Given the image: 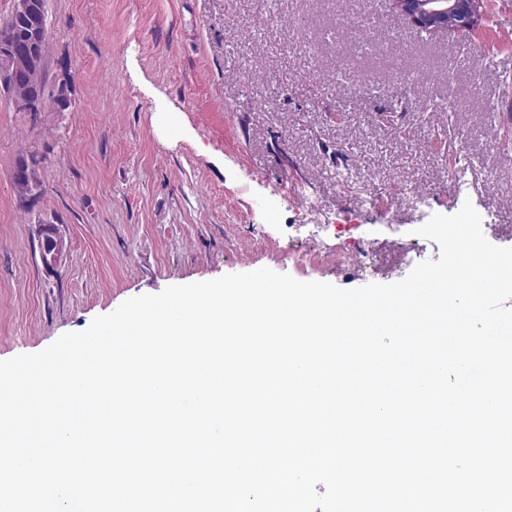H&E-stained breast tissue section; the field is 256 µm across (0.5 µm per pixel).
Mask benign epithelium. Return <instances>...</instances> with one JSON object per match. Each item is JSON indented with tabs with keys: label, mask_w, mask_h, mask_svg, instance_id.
<instances>
[{
	"label": "benign epithelium",
	"mask_w": 512,
	"mask_h": 512,
	"mask_svg": "<svg viewBox=\"0 0 512 512\" xmlns=\"http://www.w3.org/2000/svg\"><path fill=\"white\" fill-rule=\"evenodd\" d=\"M392 10L406 17L421 33L455 34L474 30L484 16V0H388ZM30 70L45 67L42 59L20 53L16 59L5 58L0 61V91L10 94L12 102L19 112H38L45 104L40 97H20L14 92L15 65ZM54 238L51 253H40L42 264L52 269L61 261L67 246L64 238L52 225L47 226Z\"/></svg>",
	"instance_id": "benign-epithelium-1"
}]
</instances>
